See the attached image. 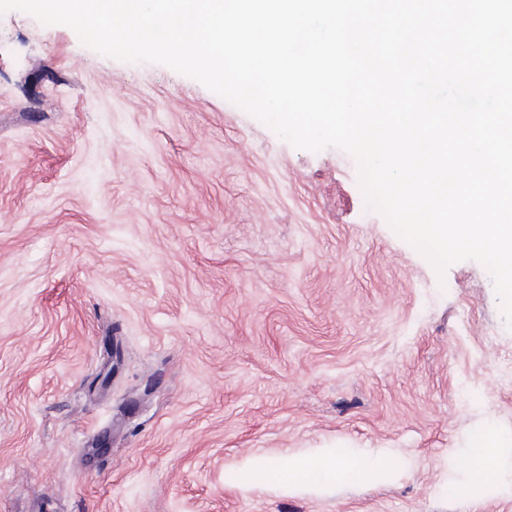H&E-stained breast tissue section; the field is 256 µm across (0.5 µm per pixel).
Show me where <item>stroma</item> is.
Masks as SVG:
<instances>
[{
  "mask_svg": "<svg viewBox=\"0 0 512 512\" xmlns=\"http://www.w3.org/2000/svg\"><path fill=\"white\" fill-rule=\"evenodd\" d=\"M488 426L512 448L481 264L437 274L343 150L0 15V512H512L497 484L445 492ZM334 445L411 468L322 496L235 482Z\"/></svg>",
  "mask_w": 512,
  "mask_h": 512,
  "instance_id": "1",
  "label": "stroma"
}]
</instances>
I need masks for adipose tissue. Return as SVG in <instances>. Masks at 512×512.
Here are the masks:
<instances>
[{
    "label": "adipose tissue",
    "mask_w": 512,
    "mask_h": 512,
    "mask_svg": "<svg viewBox=\"0 0 512 512\" xmlns=\"http://www.w3.org/2000/svg\"><path fill=\"white\" fill-rule=\"evenodd\" d=\"M501 440L500 432L492 428L474 436L471 447L459 459V467L469 481L456 487L458 497H469L475 488L498 480L505 465ZM400 469L396 460L371 449L318 448L308 453L285 451L275 456L255 453L243 461L237 483L245 489L327 493L346 484L385 483Z\"/></svg>",
    "instance_id": "1"
}]
</instances>
